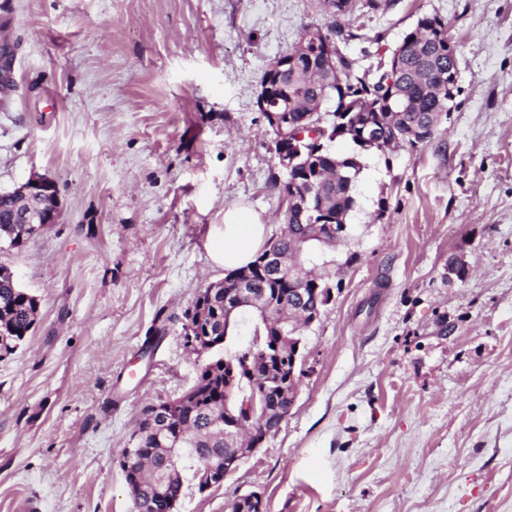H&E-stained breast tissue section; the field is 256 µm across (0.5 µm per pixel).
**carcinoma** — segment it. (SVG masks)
<instances>
[{"label":"carcinoma","mask_w":512,"mask_h":512,"mask_svg":"<svg viewBox=\"0 0 512 512\" xmlns=\"http://www.w3.org/2000/svg\"><path fill=\"white\" fill-rule=\"evenodd\" d=\"M352 0H334L335 11L330 13L333 22L324 28L326 39L333 43L336 58V88L328 90L334 104L333 121L327 125L328 139L339 136L343 124L350 126L346 139L355 141L358 128L355 124L369 123L375 126L379 138L388 143L396 138L403 145L416 148L431 141L438 131L437 117L448 108V72L458 67L457 45L448 40V46L437 44L432 37L434 26L448 29L437 16L423 17L418 26L405 33L402 43L413 40L416 50L410 52L405 66L398 72H382L379 79L369 81L358 73L355 61L343 51L341 45L356 38L350 23L343 25L338 19L346 18L351 12ZM301 67L293 70L264 73L261 85H269L272 93L281 98L293 126L307 125L319 118L317 111L322 103L321 94L325 80L330 78L321 57L303 54L299 57ZM391 78L398 85L407 103L405 112H387L377 104L376 96L382 90L381 82ZM362 149L340 156L323 150L306 160L308 171L292 172L271 176L270 185L277 192L300 190L310 180L319 184L323 213L300 215L291 212L282 216L286 229L271 237L258 252L255 259L238 268L239 279L247 281L252 298L262 301L268 308V315L262 316L251 306L229 312L236 297V281H230L213 295L198 293L193 306L202 309L184 324L185 339L193 338L206 342L232 336L237 332L238 317L246 312L255 317L252 335L261 337L258 344L234 354L241 370L253 374L256 381L268 379L277 364H288L287 326L304 335L306 323L292 309L290 296L296 285L282 277L272 275L262 260L266 252L274 250L285 263H302L308 271L316 274L320 287L329 291L334 288L336 260L318 250L317 235H335L339 241L347 236V220L357 208V179L363 169ZM16 203L0 204V240L9 241V246L18 248L28 239L39 234L40 224H15L13 218ZM39 303L35 296L21 288L13 271L0 265V336L8 341L0 343V358L14 354L33 328L38 315ZM280 344L281 360L271 359L267 365L260 357L264 347L274 348ZM293 406L291 389L277 394V400L268 406L266 417L252 414V421L261 424L265 432L272 435L288 416ZM171 426L180 429L179 444L159 443L149 431L147 410H142L137 421L134 437L138 448L133 461L125 462L120 456L118 465L124 473L125 483H132L140 477L142 487L133 496L136 512H165L168 501L183 495L186 480L195 482L198 490L217 480L222 468L224 449L233 445L230 433L215 426V421L224 418V356L217 355L201 369L194 391L188 403L172 405ZM177 460V469L164 466L165 460Z\"/></svg>","instance_id":"1"}]
</instances>
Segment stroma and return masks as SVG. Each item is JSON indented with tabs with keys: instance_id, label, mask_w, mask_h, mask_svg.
Listing matches in <instances>:
<instances>
[{
	"instance_id": "stroma-1",
	"label": "stroma",
	"mask_w": 512,
	"mask_h": 512,
	"mask_svg": "<svg viewBox=\"0 0 512 512\" xmlns=\"http://www.w3.org/2000/svg\"><path fill=\"white\" fill-rule=\"evenodd\" d=\"M423 16L457 43L455 107L427 144L364 152L292 409L178 512L251 492L265 512H512V0H354L358 72ZM330 23L320 0H0V193L46 174L61 197L58 223L0 243L39 302L0 359V512H136L118 456L141 409L213 357L183 324L226 275L210 256L225 206L280 231L262 74Z\"/></svg>"
}]
</instances>
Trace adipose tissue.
Wrapping results in <instances>:
<instances>
[{"instance_id": "adipose-tissue-1", "label": "adipose tissue", "mask_w": 512, "mask_h": 512, "mask_svg": "<svg viewBox=\"0 0 512 512\" xmlns=\"http://www.w3.org/2000/svg\"><path fill=\"white\" fill-rule=\"evenodd\" d=\"M266 241L261 215L243 205L224 210V242L214 250L215 260L232 270L248 264Z\"/></svg>"}]
</instances>
